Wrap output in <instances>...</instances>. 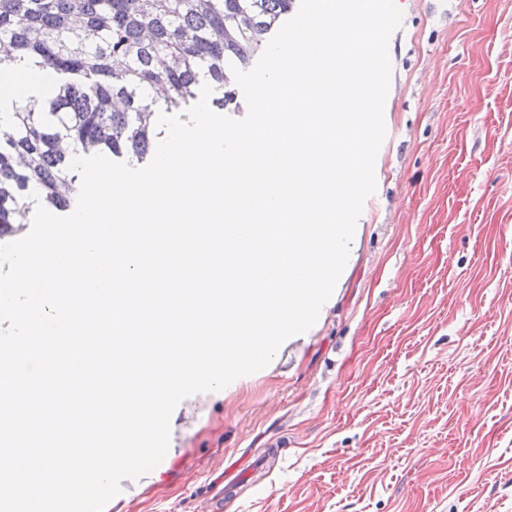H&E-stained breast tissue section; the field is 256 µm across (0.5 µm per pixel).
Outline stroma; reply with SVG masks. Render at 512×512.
Returning a JSON list of instances; mask_svg holds the SVG:
<instances>
[{
	"label": "stroma",
	"mask_w": 512,
	"mask_h": 512,
	"mask_svg": "<svg viewBox=\"0 0 512 512\" xmlns=\"http://www.w3.org/2000/svg\"><path fill=\"white\" fill-rule=\"evenodd\" d=\"M376 190L315 324L183 399L105 512H512V0H396Z\"/></svg>",
	"instance_id": "obj_1"
}]
</instances>
